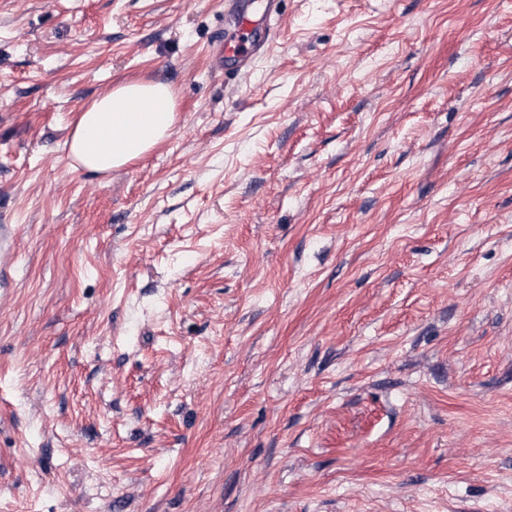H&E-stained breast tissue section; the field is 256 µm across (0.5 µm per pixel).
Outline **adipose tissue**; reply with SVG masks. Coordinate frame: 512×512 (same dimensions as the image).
Instances as JSON below:
<instances>
[{
	"label": "adipose tissue",
	"mask_w": 512,
	"mask_h": 512,
	"mask_svg": "<svg viewBox=\"0 0 512 512\" xmlns=\"http://www.w3.org/2000/svg\"><path fill=\"white\" fill-rule=\"evenodd\" d=\"M136 103L146 104V111H133ZM175 122L176 99L169 84L123 83L80 112L68 139L69 157L75 167L105 176L147 155Z\"/></svg>",
	"instance_id": "obj_1"
}]
</instances>
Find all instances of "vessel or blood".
<instances>
[{
  "label": "vessel or blood",
  "instance_id": "obj_1",
  "mask_svg": "<svg viewBox=\"0 0 512 512\" xmlns=\"http://www.w3.org/2000/svg\"><path fill=\"white\" fill-rule=\"evenodd\" d=\"M231 28L218 33L211 57L218 71L240 77L271 47L281 20V0H225Z\"/></svg>",
  "mask_w": 512,
  "mask_h": 512
}]
</instances>
